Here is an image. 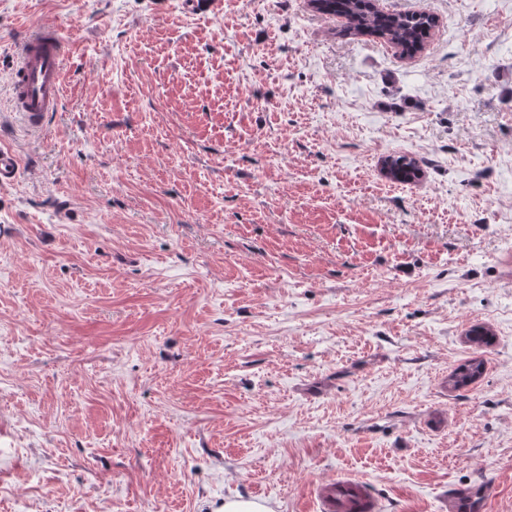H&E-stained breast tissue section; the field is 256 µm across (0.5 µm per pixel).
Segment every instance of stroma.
Returning a JSON list of instances; mask_svg holds the SVG:
<instances>
[{"label":"stroma","mask_w":512,"mask_h":512,"mask_svg":"<svg viewBox=\"0 0 512 512\" xmlns=\"http://www.w3.org/2000/svg\"><path fill=\"white\" fill-rule=\"evenodd\" d=\"M377 5L436 17L420 52L307 0H0V512H313L343 474L512 512V0ZM64 41L51 26L39 28L20 42L19 67L12 76L14 112H20L35 130L58 112L62 92L61 61ZM386 177L396 183H416L423 176L422 162L406 155H388L381 160ZM484 371V362L473 358L457 366L448 378V384L454 389L466 387L480 378ZM497 494L495 482L486 481L476 485L457 486L445 495L441 511L486 512Z\"/></svg>","instance_id":"1"}]
</instances>
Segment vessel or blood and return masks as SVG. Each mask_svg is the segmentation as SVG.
Masks as SVG:
<instances>
[{
    "label": "vessel or blood",
    "mask_w": 512,
    "mask_h": 512,
    "mask_svg": "<svg viewBox=\"0 0 512 512\" xmlns=\"http://www.w3.org/2000/svg\"><path fill=\"white\" fill-rule=\"evenodd\" d=\"M64 41L53 27L39 28L19 46L20 63L12 76L14 111L28 125L41 129L47 115L58 111L62 92ZM497 485L486 481L457 486L445 495V512H487ZM315 512H384V505L366 481L344 474L315 492Z\"/></svg>",
    "instance_id": "1"
}]
</instances>
